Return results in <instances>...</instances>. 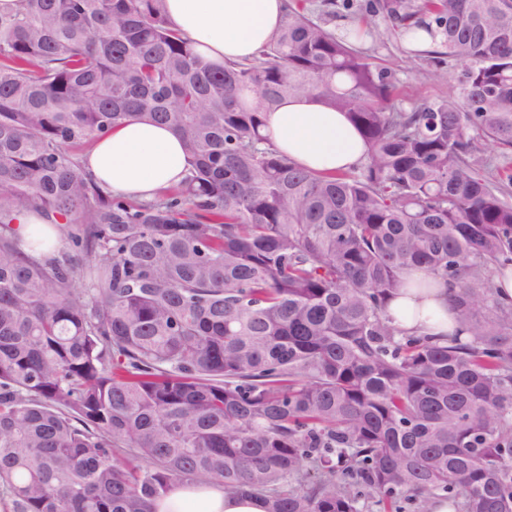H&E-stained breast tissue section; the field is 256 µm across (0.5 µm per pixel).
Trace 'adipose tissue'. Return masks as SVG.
Returning a JSON list of instances; mask_svg holds the SVG:
<instances>
[{
  "label": "adipose tissue",
  "instance_id": "obj_1",
  "mask_svg": "<svg viewBox=\"0 0 512 512\" xmlns=\"http://www.w3.org/2000/svg\"><path fill=\"white\" fill-rule=\"evenodd\" d=\"M286 0H164L169 21L194 50L216 62L253 59L270 41ZM266 132L276 150L323 175L359 166L365 145L345 113L312 95L284 99L268 113ZM81 162L115 196L151 200L163 187L180 183L186 155L171 128L134 119L94 142ZM445 286L403 288L387 313L406 331L451 336L460 327ZM157 512H265L255 496L225 495L221 486L177 484L156 503Z\"/></svg>",
  "mask_w": 512,
  "mask_h": 512
}]
</instances>
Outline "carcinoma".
<instances>
[{
	"label": "carcinoma",
	"mask_w": 512,
	"mask_h": 512,
	"mask_svg": "<svg viewBox=\"0 0 512 512\" xmlns=\"http://www.w3.org/2000/svg\"><path fill=\"white\" fill-rule=\"evenodd\" d=\"M392 32L455 93L396 106L339 40ZM430 50L421 49L426 40ZM313 95L358 128L355 169L277 152L264 115ZM139 118L188 172L114 197L70 146ZM498 151L499 182L480 170ZM512 0H288L259 56H198L161 0L0 12V495L10 512H156L174 483L265 512H512ZM33 210L58 248L15 229ZM408 270L471 334H409Z\"/></svg>",
	"instance_id": "carcinoma-1"
}]
</instances>
